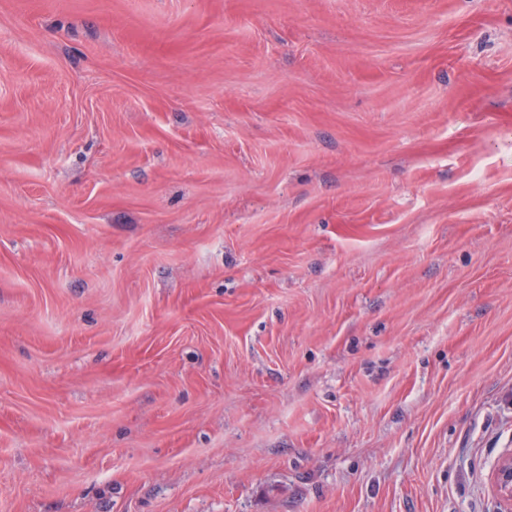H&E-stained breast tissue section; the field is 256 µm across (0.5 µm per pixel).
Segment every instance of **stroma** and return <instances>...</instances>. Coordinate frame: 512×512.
<instances>
[{
  "instance_id": "1",
  "label": "stroma",
  "mask_w": 512,
  "mask_h": 512,
  "mask_svg": "<svg viewBox=\"0 0 512 512\" xmlns=\"http://www.w3.org/2000/svg\"><path fill=\"white\" fill-rule=\"evenodd\" d=\"M512 0H0V512H501Z\"/></svg>"
}]
</instances>
